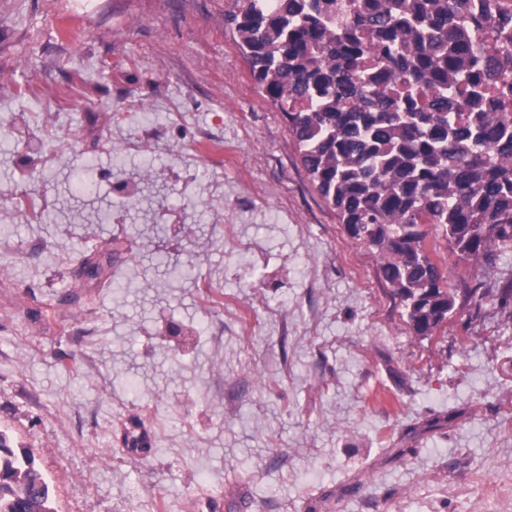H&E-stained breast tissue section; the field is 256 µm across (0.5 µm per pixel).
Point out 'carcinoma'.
Returning a JSON list of instances; mask_svg holds the SVG:
<instances>
[{"instance_id": "cac0c4a2", "label": "carcinoma", "mask_w": 512, "mask_h": 512, "mask_svg": "<svg viewBox=\"0 0 512 512\" xmlns=\"http://www.w3.org/2000/svg\"><path fill=\"white\" fill-rule=\"evenodd\" d=\"M236 0L226 17L262 97L288 121L302 164L349 236L427 339L512 251V112H489L480 75L501 64L495 27L467 0ZM445 248L476 285L459 290L433 256ZM34 456L0 432V512H54Z\"/></svg>"}]
</instances>
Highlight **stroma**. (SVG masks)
Here are the masks:
<instances>
[{
    "label": "stroma",
    "instance_id": "35a3bbf8",
    "mask_svg": "<svg viewBox=\"0 0 512 512\" xmlns=\"http://www.w3.org/2000/svg\"><path fill=\"white\" fill-rule=\"evenodd\" d=\"M235 7L0 0V190L46 203L0 218V429L58 512H512V311L492 293L414 335ZM81 253L109 274L73 280Z\"/></svg>",
    "mask_w": 512,
    "mask_h": 512
}]
</instances>
